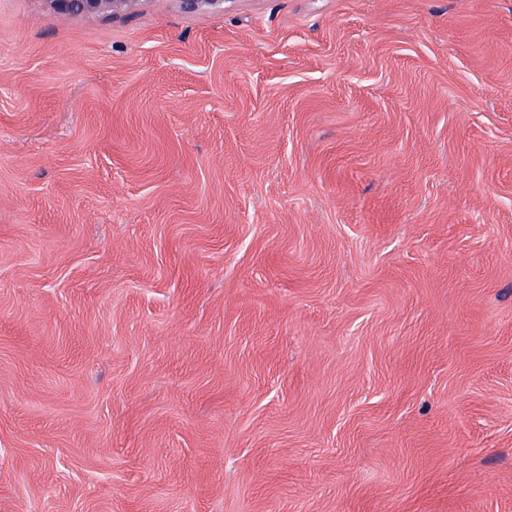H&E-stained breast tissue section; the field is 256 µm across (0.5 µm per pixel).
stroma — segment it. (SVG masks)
I'll return each mask as SVG.
<instances>
[{"mask_svg": "<svg viewBox=\"0 0 512 512\" xmlns=\"http://www.w3.org/2000/svg\"><path fill=\"white\" fill-rule=\"evenodd\" d=\"M0 512H512V0H0ZM52 15H90L128 10L140 0H47Z\"/></svg>", "mask_w": 512, "mask_h": 512, "instance_id": "stroma-1", "label": "stroma"}]
</instances>
